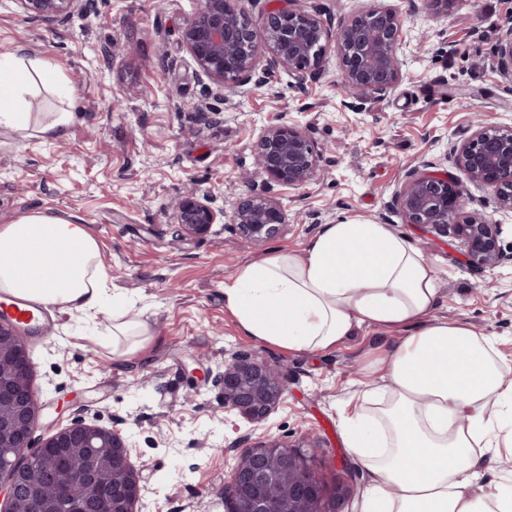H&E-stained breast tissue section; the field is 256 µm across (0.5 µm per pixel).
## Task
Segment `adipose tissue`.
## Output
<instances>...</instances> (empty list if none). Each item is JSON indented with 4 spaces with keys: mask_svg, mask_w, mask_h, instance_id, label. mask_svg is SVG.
<instances>
[{
    "mask_svg": "<svg viewBox=\"0 0 512 512\" xmlns=\"http://www.w3.org/2000/svg\"><path fill=\"white\" fill-rule=\"evenodd\" d=\"M48 66L0 52V125L20 124L22 95ZM27 252V263L18 260ZM107 273L84 224L33 211L0 225V291L69 310L102 309ZM224 298L246 335L290 351H326L361 326L408 333L383 360L347 446L368 474L361 512H512V488L477 492L483 458L512 451V381L493 340L438 318L433 265L382 224L325 225L302 251L240 269Z\"/></svg>",
    "mask_w": 512,
    "mask_h": 512,
    "instance_id": "obj_1",
    "label": "adipose tissue"
}]
</instances>
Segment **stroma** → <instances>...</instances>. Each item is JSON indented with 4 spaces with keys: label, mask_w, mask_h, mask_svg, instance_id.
Instances as JSON below:
<instances>
[{
    "label": "stroma",
    "mask_w": 512,
    "mask_h": 512,
    "mask_svg": "<svg viewBox=\"0 0 512 512\" xmlns=\"http://www.w3.org/2000/svg\"><path fill=\"white\" fill-rule=\"evenodd\" d=\"M403 21V78L391 94L346 107L339 59L327 50L316 78L287 73L238 94H202L182 46L185 21L202 0H98L94 11L52 25L0 0V51L22 48L49 62L75 90L59 97L50 79L28 97V126L68 112L66 138L42 140L0 126V224L33 210L86 224L98 241L114 309L56 310L46 337L27 339L42 440L74 419L122 431L130 461L144 467L139 512H225L224 482L236 461L229 446L268 438L311 455L327 482L351 488L342 512H359L367 474L344 438L362 395L379 385L371 368L402 339L399 330L362 327L335 348L288 351L244 335L224 302L237 270L277 250H303L324 225L350 219L386 225L434 265L437 317L495 337L512 364V212L472 187L476 206L502 227L508 258L492 269L466 262L458 241L403 223L392 206L406 169L426 161L453 170L448 145L472 133L481 113L512 125V82L494 48L512 19V0H390ZM336 30L376 0H300ZM467 53H459L458 44ZM299 125L322 151L320 171L291 190L258 173L262 131ZM225 208L252 194L279 201L288 222L274 237L244 246L231 223L174 242L171 201L187 187ZM146 321L139 346L112 338V315ZM246 352L281 368L288 388L254 423L224 410V359Z\"/></svg>",
    "instance_id": "stroma-1"
}]
</instances>
